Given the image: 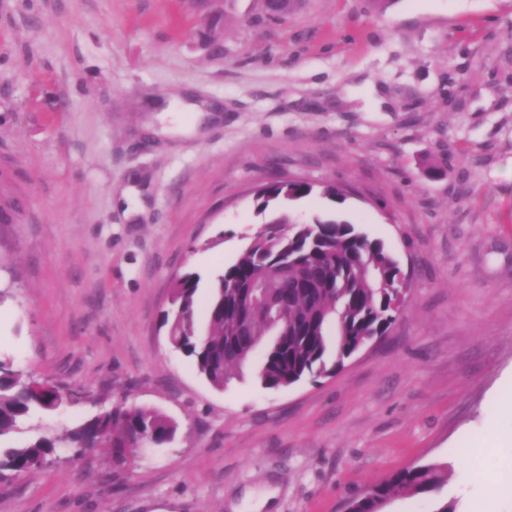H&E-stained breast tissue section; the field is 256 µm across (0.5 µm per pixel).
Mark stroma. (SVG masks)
I'll list each match as a JSON object with an SVG mask.
<instances>
[{
	"mask_svg": "<svg viewBox=\"0 0 512 512\" xmlns=\"http://www.w3.org/2000/svg\"><path fill=\"white\" fill-rule=\"evenodd\" d=\"M0 0V357L78 404L0 438L63 433L118 401L179 425L120 466L90 449L0 481V512H346L395 471L448 467L385 512H512V0ZM218 104L162 133L158 106ZM443 163L430 177L422 160ZM334 181L410 299L330 377L212 387L161 325L257 230L254 188Z\"/></svg>",
	"mask_w": 512,
	"mask_h": 512,
	"instance_id": "stroma-1",
	"label": "stroma"
}]
</instances>
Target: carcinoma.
<instances>
[{
	"label": "carcinoma",
	"instance_id": "obj_1",
	"mask_svg": "<svg viewBox=\"0 0 512 512\" xmlns=\"http://www.w3.org/2000/svg\"><path fill=\"white\" fill-rule=\"evenodd\" d=\"M293 7V0H262L264 13L272 18L288 15ZM313 191L314 185L305 181L273 180L255 188V215L266 230L209 280L206 328L196 322L201 276L187 271L175 278L162 324L172 348L191 358L212 386L222 389L243 376L262 346L257 379L265 388H286L307 377L331 375L366 340L385 335L395 323L399 301L406 296L398 282L399 263L381 241L348 220L316 214L300 221L291 206ZM320 195L341 204L347 190L325 182ZM78 399L0 359V437L36 411H51ZM176 430L171 419L154 409H102L61 436L41 435L23 446L0 450V473L39 467L59 447L80 455L105 445L116 461L126 462L133 458L131 448L139 437L162 446L174 439ZM447 469L431 463L398 470L366 496L352 500L348 510L383 512L400 492L429 496Z\"/></svg>",
	"mask_w": 512,
	"mask_h": 512
}]
</instances>
